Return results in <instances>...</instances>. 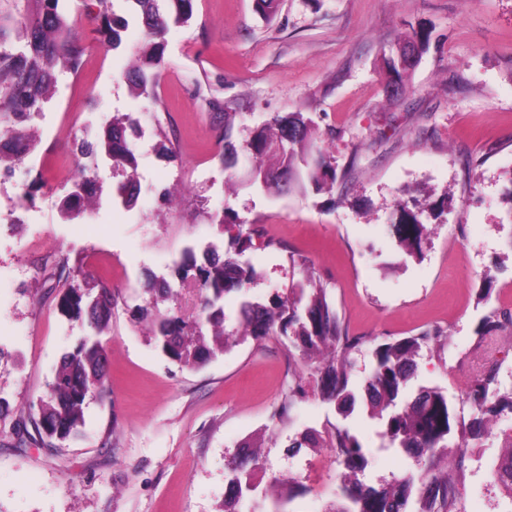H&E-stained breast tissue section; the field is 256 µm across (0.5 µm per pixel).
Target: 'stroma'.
I'll return each instance as SVG.
<instances>
[{"mask_svg": "<svg viewBox=\"0 0 512 512\" xmlns=\"http://www.w3.org/2000/svg\"><path fill=\"white\" fill-rule=\"evenodd\" d=\"M194 15L164 35L153 98L131 93L124 79L143 39L136 24L115 49L95 24L78 28V77H60L34 122L37 149L0 182L1 196L31 197L24 222L0 234V512H220L225 458L246 443L261 449L262 485L298 478L290 512H329L339 502L335 455L290 442L339 423L367 449L371 482L415 471L412 459L378 451L365 404L343 419L311 394L294 419L277 416L308 371L285 338L246 341L198 370L154 347L133 313L150 299L149 279L180 288L175 268L185 251L226 250L216 214L268 228L271 246L244 254L257 272L251 297L286 294L308 275L327 288L350 333L373 343L446 330V346L422 351L412 391L461 395L483 315L512 301V0H280L270 22L254 0H196ZM413 28L430 41L393 99L383 58ZM67 105L82 111L81 127L57 123ZM219 107L234 113L239 143L275 114L306 113L335 184L282 195L250 189L248 158L232 172L220 160ZM116 114L136 126L128 139L135 203L113 201L118 177L100 159L94 210L66 220L59 201L71 187L38 162L78 165L76 143L95 140ZM186 181L190 193L161 205L163 191L178 193ZM402 194L441 205L418 258L405 257L387 231ZM96 278L116 294L101 336L107 390L90 401L78 433L49 446L37 441L29 407L90 332L60 314L58 299L65 283ZM501 447L495 432L477 441L464 512H503L489 478Z\"/></svg>", "mask_w": 512, "mask_h": 512, "instance_id": "stroma-1", "label": "stroma"}]
</instances>
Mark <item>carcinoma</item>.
Masks as SVG:
<instances>
[{
    "mask_svg": "<svg viewBox=\"0 0 512 512\" xmlns=\"http://www.w3.org/2000/svg\"><path fill=\"white\" fill-rule=\"evenodd\" d=\"M0 7V169H10L31 152L33 122L53 99L59 77L79 70L84 47L75 35L65 0H5ZM101 9L92 18L104 41L112 47L122 42L127 19L111 11V0H98ZM134 18L147 39L137 52L136 64L125 76L129 89L153 96L157 68L164 54L163 36L170 24H189L194 18L195 0H127ZM430 35L415 32L397 40V49L422 51ZM391 81L405 83L410 74L401 70L393 55L384 56ZM132 128L121 116L112 118L95 143H83L80 155L104 158L120 170L124 179L116 186L121 203L135 199L137 161L129 148L127 130ZM232 118L224 113L225 168L235 167L239 156L255 159L250 184L268 193H278L294 183H307L320 191L336 182V168L316 144L314 122L301 112L274 115L258 128L244 145L232 139ZM80 177L60 204L62 215L74 220L83 211L86 196L96 197V177L79 168ZM437 205L426 206L399 198L391 232L401 251L414 257L422 252L428 228L423 215L434 214ZM228 236L224 256L185 254L178 269L184 280L192 278L197 305L187 311L181 294L169 284L155 289L140 319L156 348L168 361L188 369L208 364L218 353L252 339L283 336L311 367L309 377L298 376L280 414L291 413L307 397L306 385L313 384L320 399L351 414L358 391L351 371L353 355L369 343L365 336H351L328 296L327 288L308 277L264 304L253 301L247 290L255 278L253 267L241 256L255 246H270L259 224H242L226 212L215 217ZM240 295L237 325H225L224 299ZM112 292L94 291L90 283L70 284L63 289L58 307L72 321L87 323L92 334L83 337L66 353L47 393L40 398L38 424L45 437L64 441L78 432L84 411L94 394L104 392L107 383V354L99 336L112 318ZM512 326V315L490 310L481 319L485 334ZM448 343L440 327L405 336L373 347L364 395L371 417L378 421L380 449L401 451L417 464L414 473L371 484L365 478L367 460L363 446L341 425L319 432L306 429L292 443L294 448H332L344 471L340 481L343 504L329 512H461L458 501L466 478V460L473 442L492 432L493 423L504 413L512 414V389L497 387V369L489 368L474 378L460 398H450L438 387L419 388L405 400L407 386L417 370L420 353ZM471 407L469 418L459 415L458 404ZM502 452L490 466L492 487L512 505V427L503 431ZM257 453L243 448L225 463L224 510L242 512L257 486L252 480Z\"/></svg>",
    "mask_w": 512,
    "mask_h": 512,
    "instance_id": "1",
    "label": "carcinoma"
}]
</instances>
